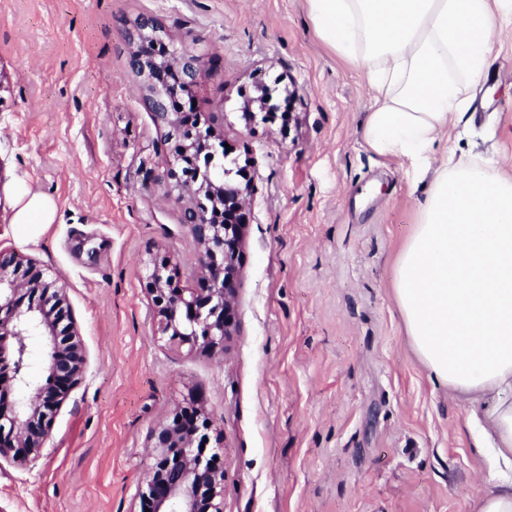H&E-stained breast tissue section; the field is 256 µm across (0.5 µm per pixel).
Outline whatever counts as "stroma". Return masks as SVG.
Listing matches in <instances>:
<instances>
[{
  "instance_id": "stroma-1",
  "label": "stroma",
  "mask_w": 512,
  "mask_h": 512,
  "mask_svg": "<svg viewBox=\"0 0 512 512\" xmlns=\"http://www.w3.org/2000/svg\"><path fill=\"white\" fill-rule=\"evenodd\" d=\"M152 18L201 64L188 96L253 180L234 324L222 351L155 333L146 275L172 256L197 287L199 251L160 182L170 146L132 68ZM457 134L512 174V26ZM287 123L249 129L255 71ZM362 67L320 40L307 0H0V247L52 269L89 369L42 455L0 464L5 512H137L157 426L202 407L220 441L224 512H471L496 484L471 424L419 362L390 291L421 193L408 164L362 140ZM50 197L35 238L20 186Z\"/></svg>"
}]
</instances>
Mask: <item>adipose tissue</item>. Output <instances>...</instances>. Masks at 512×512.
Returning a JSON list of instances; mask_svg holds the SVG:
<instances>
[{
	"mask_svg": "<svg viewBox=\"0 0 512 512\" xmlns=\"http://www.w3.org/2000/svg\"><path fill=\"white\" fill-rule=\"evenodd\" d=\"M318 37L364 68L373 103L365 145L406 162L427 182L418 220L391 281L407 335L449 394L489 401L487 433L512 467V176L448 140L480 81L495 29L512 0H308ZM14 221L35 237L53 201L21 188Z\"/></svg>",
	"mask_w": 512,
	"mask_h": 512,
	"instance_id": "obj_1",
	"label": "adipose tissue"
}]
</instances>
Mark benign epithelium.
<instances>
[{"mask_svg": "<svg viewBox=\"0 0 512 512\" xmlns=\"http://www.w3.org/2000/svg\"><path fill=\"white\" fill-rule=\"evenodd\" d=\"M135 30L139 48L131 56L132 68L145 76V100L157 105L154 118L174 143L166 160L164 194L188 201L185 218L201 248L203 287H174L167 273L169 258L148 276L156 330L171 343L213 350L231 336L233 280L253 185L236 159L224 178L217 177L214 162L225 147L219 143L215 151H206L210 129L192 125L185 112L174 108L182 88L194 82L199 59L183 55L152 20L136 21ZM181 70L186 71L184 87H174L167 73ZM257 92L245 105L252 120L258 113L267 118L271 111L270 90L260 86ZM31 339L49 349L44 384L31 379L22 365ZM87 372L57 279L32 272L18 254L0 249V460L26 465L41 456L54 412ZM196 429L197 420L179 412L154 431L152 464L140 490L150 512H223L224 462L220 454L207 456L195 446Z\"/></svg>", "mask_w": 512, "mask_h": 512, "instance_id": "7a95c632", "label": "benign epithelium"}]
</instances>
